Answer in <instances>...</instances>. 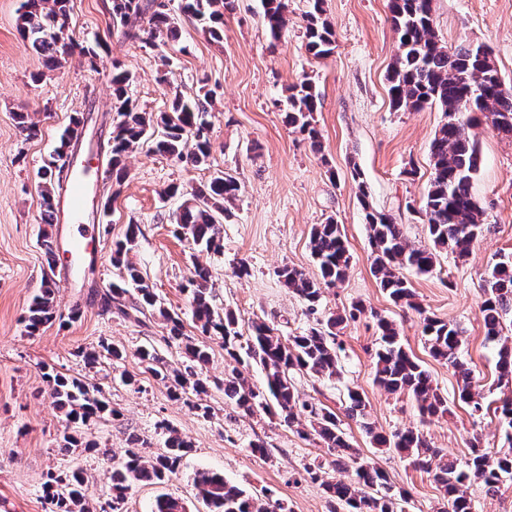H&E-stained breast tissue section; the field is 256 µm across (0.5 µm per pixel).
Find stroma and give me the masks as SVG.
I'll return each instance as SVG.
<instances>
[{
	"label": "stroma",
	"instance_id": "35a3bbf8",
	"mask_svg": "<svg viewBox=\"0 0 512 512\" xmlns=\"http://www.w3.org/2000/svg\"><path fill=\"white\" fill-rule=\"evenodd\" d=\"M21 0H0V512H47L42 482L47 471L80 470L86 498L98 512L110 498L112 466L122 460L129 434L145 444L147 455L165 451L160 424H168L193 445L165 487L134 484L122 512H150L158 492L196 507L199 472H222L238 485L267 491L286 512H328L318 483L304 464L330 463L322 445L299 435L272 415L239 413L224 401L227 363L219 341H210L203 370L206 391L199 400L208 416L191 410L186 398H175L164 382L145 373L136 351L154 348L172 367L190 360L184 347L168 336L162 318L152 312L103 311L104 295L119 271L112 262V243L128 225L141 232L130 260L146 273L162 305L178 312L183 333L202 339L184 290L194 264L209 267L215 303L235 312L240 326L253 319L272 322L278 335L294 336L313 325L301 300L279 281L283 265L317 276L310 247L313 225L336 220L352 255L345 280L324 293L325 312H344L359 302L395 319L402 341L430 371L448 412L424 419L413 399L390 394L374 384L377 347L373 322L363 316L342 324L338 340L341 375L327 381L309 375L296 378L307 398L335 411L354 447L383 469L391 483L405 489L409 512H436L444 491L432 473L413 468L396 452L372 444L344 411L347 389L363 393L368 419L391 433L411 427L427 431L435 447L457 458L467 457L472 439L490 450L502 448L504 432L494 413L471 418L455 395L457 378L429 354L414 311L394 306L371 271L368 231L363 221L350 164L363 173L373 205L403 224L411 242L429 244L427 228L416 214L430 178L429 146L443 115L437 108L394 109L387 75L398 47L389 0H325L326 17L336 33L334 52L313 59L303 46L306 0H289V25L277 45H270L261 23L259 0H235L224 16V39L217 42L188 20H180L179 42L153 47L124 37L114 26L110 0H71L70 30L76 40L99 42L95 67L74 57L48 69L26 46L17 29ZM434 18L448 46L464 41L489 45L505 85L512 86V0H435ZM130 73L128 94L139 109L167 111L173 92L193 97L203 89L219 96L205 119L211 143L210 168L192 167L141 147L126 161L120 195H113L109 138L119 120L112 110V70ZM309 76L320 94L315 120L322 149L313 151L283 121L289 88ZM31 113L39 133L26 138L19 113ZM81 119L82 138L96 137L93 161L99 170L97 198L104 207L99 239L85 255L81 283L69 278L63 264L48 266L46 243L56 227L41 221L39 170L57 158L59 137L72 119ZM481 155L472 193L489 230L461 261L441 254L433 274L412 276L420 308L457 324L463 332L462 357L474 370L487 401L500 396L495 364L497 348L484 339L480 306L490 266L512 259V138L492 126L476 130ZM237 177L241 193L223 221V247L202 252L173 232V214L182 195L163 198L168 186L184 193L208 182L212 171ZM249 275L239 276V265ZM57 283L60 312L80 307L77 321L26 335L24 317L44 279ZM108 343L124 348L123 359L102 355L86 368L81 350ZM60 372L87 379L111 407L110 413L80 428L82 440L98 449L63 451V414L54 408L45 376ZM263 440L266 454L248 445Z\"/></svg>",
	"mask_w": 512,
	"mask_h": 512
}]
</instances>
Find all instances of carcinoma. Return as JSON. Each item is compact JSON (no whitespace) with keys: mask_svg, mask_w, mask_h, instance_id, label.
<instances>
[{"mask_svg":"<svg viewBox=\"0 0 512 512\" xmlns=\"http://www.w3.org/2000/svg\"><path fill=\"white\" fill-rule=\"evenodd\" d=\"M71 0H23L18 17L19 31L27 46L38 53L49 67H58L66 57L79 53L95 68L97 52L92 46L77 43L69 34L66 19ZM235 0H180L179 11L205 28L216 41L223 39L224 13L234 9ZM391 23L398 37V50L388 75L389 95L397 110L411 111L437 107L444 120L430 145L431 177L421 208L432 245L412 244L403 225L372 205L369 192L358 166L351 177L358 190L373 256V273L380 288L391 301L415 311L429 354L453 369L462 382L458 401L468 408L472 417H480L484 397L475 386L472 369L462 358V332L457 325L435 317L414 302L408 274L425 275L436 270L441 252L465 259L479 236L487 230L483 211L471 193L472 182L479 170L480 153L473 129L483 120L491 119L498 132L512 137V89H500L502 78L492 49L485 44H465L450 51L440 38L434 20V0H389ZM112 18L119 21L122 33L129 39L151 44H164L179 34L176 18L168 5L155 0H111ZM260 16L271 42H277L288 28V0H260ZM305 49L322 59L336 48V34L325 18L324 0H308L304 27ZM128 73L114 65L112 72V108L122 120L112 130L111 165L115 189L120 193L127 156L147 144L161 155L186 161L194 167L207 165L210 140L203 113L208 111L212 91L193 101L174 92L171 111L153 115L140 112L127 95ZM285 112L286 124L301 134L318 151L320 132L314 123L318 94L313 81L303 77L291 88ZM62 167L44 173L41 186L42 221L52 224L56 218L55 191L64 182ZM240 185L228 172L219 171L202 189L193 192L173 217L179 234L202 251L221 248L222 220L239 196ZM139 227L128 226L124 239L115 243L113 265L119 268L121 281L112 284L106 306L114 305L125 312L122 300L134 291L132 309L158 311L169 327L172 338H182L179 315L158 304L142 271L127 260L135 247ZM311 253L320 271L313 278L288 265L277 271L279 281L306 305L308 314H316L322 304L324 290L342 282L350 267L351 254L340 225L330 220L313 226ZM208 267L196 264L184 291L189 294L193 316L201 332L221 341L224 354L235 363L251 359L264 372L261 385L252 384L237 368L224 377V397L245 414L276 412L282 421L293 426L302 416L309 419L306 437L317 440L334 456L332 466L346 477H334L322 463L304 467L309 478L322 488L329 512H405L407 492L392 485L386 473L353 448L346 433L339 427L336 413L318 407L302 398L295 387L300 374L331 380L339 375L341 344L336 329L347 320L366 312L375 320L378 347L373 355L374 380L389 393H406L417 403L422 416L429 420L448 413V400L434 386L430 372L407 351L401 341V328L395 321L375 311H367L354 303L344 314H330L316 320L304 332L281 338L275 328L263 319L251 322L249 335H244L232 311L213 303ZM56 283L44 280L24 317L30 335L42 327L62 320L55 303ZM480 313L485 339L497 345V381L508 388L498 398L495 412L504 429L505 446L489 453L479 442L471 443L469 457L461 461L432 445L427 433L410 428L390 435L376 431L368 422L364 397L355 389L347 392L346 415L357 421L372 442L393 449L414 467L434 470L435 480L444 490L446 503L439 512H472L467 494L470 481H478L488 496H493L505 477H512V336L504 335V317L512 313V261L495 263L484 280ZM185 353L193 365L183 370L167 367L156 352L139 350L141 361L154 377L172 381L176 396L192 389L203 392V382L196 367L209 360L207 346L190 340ZM119 359L122 352L109 346L101 350H85L81 357L86 367L98 363L101 352ZM55 405L64 412L67 424H85L107 410L98 390L79 378L62 375L48 377ZM166 430V451L156 457L142 454L140 438L128 437L125 458L112 472V499L101 512H121V504L134 483L163 485L176 474L191 445L169 426ZM85 479L79 472L50 471L43 484L49 512H90L84 492ZM197 496L208 512H284L282 503L230 482L218 471H202L196 479ZM152 512H188L186 504L168 493L156 496Z\"/></svg>","mask_w":512,"mask_h":512,"instance_id":"obj_1","label":"carcinoma"}]
</instances>
